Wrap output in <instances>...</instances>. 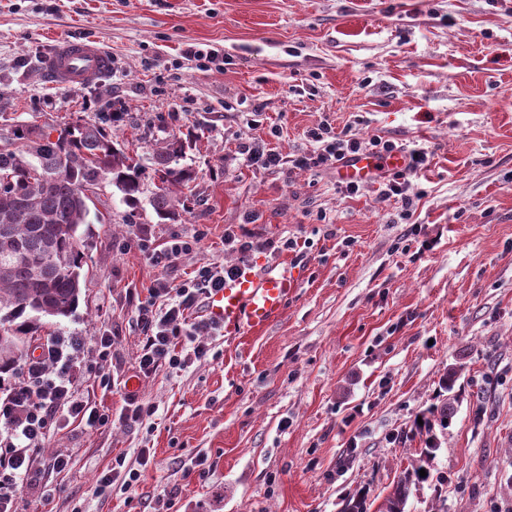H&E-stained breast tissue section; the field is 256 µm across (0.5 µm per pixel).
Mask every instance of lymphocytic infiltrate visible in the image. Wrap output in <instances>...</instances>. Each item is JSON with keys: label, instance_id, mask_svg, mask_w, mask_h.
<instances>
[{"label": "lymphocytic infiltrate", "instance_id": "obj_1", "mask_svg": "<svg viewBox=\"0 0 512 512\" xmlns=\"http://www.w3.org/2000/svg\"><path fill=\"white\" fill-rule=\"evenodd\" d=\"M310 135L321 144L319 152L312 155L299 154L287 160L275 150H259L248 142L240 150L246 161L257 167L270 170L288 162L301 171L337 166L359 154L383 157L398 150L393 141L338 134L326 124L318 125ZM204 236L200 230L194 238L176 237L162 244L137 237L133 244L152 265L166 269L176 266ZM238 273L237 266L210 263L198 267L192 279L180 284L159 279L149 287L146 299L137 306L143 334L136 359L140 373L148 376L164 366L180 368L179 348L183 345L189 346L195 357H207L210 348L203 335L213 325L206 320L190 321L188 314L205 302L210 290ZM81 345L77 337L67 342L57 336L46 337L40 355L25 359L22 380L11 385L0 401V445L9 450L8 457L0 459V512H15L18 487L31 475L30 454L49 437L58 413H67L88 429L109 421L108 415L99 413L77 389L79 379L72 371L69 352Z\"/></svg>", "mask_w": 512, "mask_h": 512}]
</instances>
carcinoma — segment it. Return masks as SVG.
<instances>
[{"label": "carcinoma", "instance_id": "carcinoma-1", "mask_svg": "<svg viewBox=\"0 0 512 512\" xmlns=\"http://www.w3.org/2000/svg\"><path fill=\"white\" fill-rule=\"evenodd\" d=\"M187 147L173 134L155 149L154 188L147 190L142 165L95 121L78 118L62 128L16 124L0 134V371L23 359L44 319L67 317L78 305L88 260L85 188L106 181L131 208L147 192L160 220L177 221L178 195L197 178L193 168L179 165ZM454 401L448 396L424 420V456L437 450L432 419L451 420ZM420 470L399 479L385 512H404L411 487L423 481Z\"/></svg>", "mask_w": 512, "mask_h": 512}]
</instances>
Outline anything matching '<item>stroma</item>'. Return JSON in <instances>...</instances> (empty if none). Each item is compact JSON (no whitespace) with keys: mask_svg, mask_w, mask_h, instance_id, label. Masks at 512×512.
Here are the masks:
<instances>
[{"mask_svg":"<svg viewBox=\"0 0 512 512\" xmlns=\"http://www.w3.org/2000/svg\"><path fill=\"white\" fill-rule=\"evenodd\" d=\"M62 38L108 49L111 72L52 86L42 62ZM0 90L2 130L84 116L144 163L187 134L198 173L175 223L98 188L79 305L48 331L81 337L74 365L109 374L90 403L110 421L90 431L58 416L20 512H342L356 494L383 512L419 463L418 418L450 393L455 416L435 428L430 477L405 512H512V0H0ZM322 122L428 149L427 170L406 177L413 214L383 200L382 178L349 195L335 170H264L240 153L245 140L316 151L308 132ZM198 228L170 269L129 245ZM229 233L296 240L247 263L296 265L287 309L259 332L216 331L207 357L137 375L148 286L236 263ZM102 335L116 338L104 362ZM132 392L156 413L127 426ZM119 455L140 471L129 493L97 484ZM196 456L209 470H186Z\"/></svg>","mask_w":512,"mask_h":512,"instance_id":"35a3bbf8","label":"stroma"}]
</instances>
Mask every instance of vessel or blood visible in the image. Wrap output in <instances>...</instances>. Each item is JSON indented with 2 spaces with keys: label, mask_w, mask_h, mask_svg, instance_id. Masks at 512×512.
<instances>
[{
  "label": "vessel or blood",
  "mask_w": 512,
  "mask_h": 512,
  "mask_svg": "<svg viewBox=\"0 0 512 512\" xmlns=\"http://www.w3.org/2000/svg\"><path fill=\"white\" fill-rule=\"evenodd\" d=\"M44 66L52 82L76 88L106 75L112 68V56L95 42L66 39L46 55ZM403 164L398 153L386 159L361 154L341 165L338 175L347 181H367ZM295 282V268L288 262L242 273L226 280L223 288L212 291L205 313L228 336L262 330L283 315Z\"/></svg>",
  "instance_id": "obj_1"
}]
</instances>
